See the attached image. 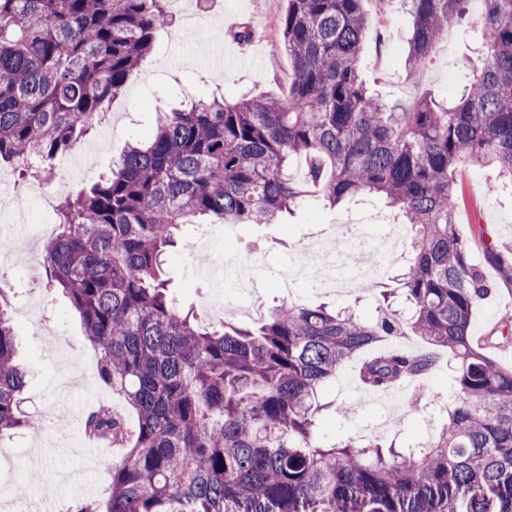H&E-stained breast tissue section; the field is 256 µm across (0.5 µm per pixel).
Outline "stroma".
I'll use <instances>...</instances> for the list:
<instances>
[{
    "label": "stroma",
    "instance_id": "1",
    "mask_svg": "<svg viewBox=\"0 0 512 512\" xmlns=\"http://www.w3.org/2000/svg\"><path fill=\"white\" fill-rule=\"evenodd\" d=\"M173 28L160 32L152 51L138 65L125 89L107 108L106 123L93 126L81 145L98 152L96 170L106 171L128 142L149 139L157 112L189 105L221 91L226 102L243 96L286 97L290 62L282 36L272 27L285 9L284 0H168ZM207 7V36L178 37L176 28ZM369 31L363 43L361 70L374 93L405 101L427 91L443 99L454 94L464 75L477 65L474 27L477 16L459 20L447 43L425 63L418 83L404 79V61L412 20L398 0H365ZM254 31L250 42L239 43L234 34L241 26ZM454 179L464 191L456 211L459 234L470 244V259L484 267L496 286L495 295L473 316L476 335H495L512 315V262L501 265L486 251L494 246L512 252V186H499L495 168L459 163ZM374 215L392 224L393 211L378 198L350 201L337 208L299 206L277 224H242L235 241L247 259L262 258L266 274L253 298L261 309L292 301L325 302L332 306L356 304L359 313L373 315L372 294L337 296L323 290L277 288L280 266L305 244L315 242L331 224H348L358 213ZM54 210L31 200L25 218L0 209V235L12 241L11 251L0 256V305L14 321L17 350L29 378L23 411L36 421L32 431H17L0 440V485L10 496L0 497V512H73L75 504L104 503L111 494L112 476L100 466L103 445L87 438V414L100 405L123 411L128 424L137 417L118 395L98 379L97 354L86 340L78 313L60 290H46V275L38 262L44 243L52 235ZM224 227L206 225L204 231L183 227L175 259L170 263L171 295L183 310L204 322L253 325L254 315L229 310L212 313L206 303L218 292L214 280L200 276L198 267L209 250H220ZM452 373L440 362L426 378L406 383L403 403L368 398L355 376L354 363H346L336 379L321 392L330 410L318 418L325 443L359 439L375 431L409 448L438 433L448 421L443 407L451 397ZM421 398L420 414L407 413L408 402Z\"/></svg>",
    "mask_w": 512,
    "mask_h": 512
}]
</instances>
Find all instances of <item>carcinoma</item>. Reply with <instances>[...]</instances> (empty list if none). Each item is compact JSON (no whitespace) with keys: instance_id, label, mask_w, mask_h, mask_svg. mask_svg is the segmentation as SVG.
Returning a JSON list of instances; mask_svg holds the SVG:
<instances>
[{"instance_id":"1","label":"carcinoma","mask_w":512,"mask_h":512,"mask_svg":"<svg viewBox=\"0 0 512 512\" xmlns=\"http://www.w3.org/2000/svg\"><path fill=\"white\" fill-rule=\"evenodd\" d=\"M364 0H287L277 28L288 96L214 95L161 112L153 138L64 197L43 247L54 287L80 314L109 406L89 435L124 449L102 460L112 493L78 512H512V368L475 335L493 292L457 231L464 159L512 179V0H480V69L451 98L390 103L361 76ZM470 0H404L405 60L418 77ZM167 0H0V163L65 158L171 24ZM307 164L292 176L294 159ZM378 197L412 229L397 275L409 315L382 282L377 314L283 303L254 328L206 330L169 294L163 256L192 224H273L304 203ZM0 305V438L33 427L26 373ZM415 336L421 351L377 348ZM454 360L448 422L416 448L377 436L329 446L315 431L323 386L357 357L373 391Z\"/></svg>"}]
</instances>
